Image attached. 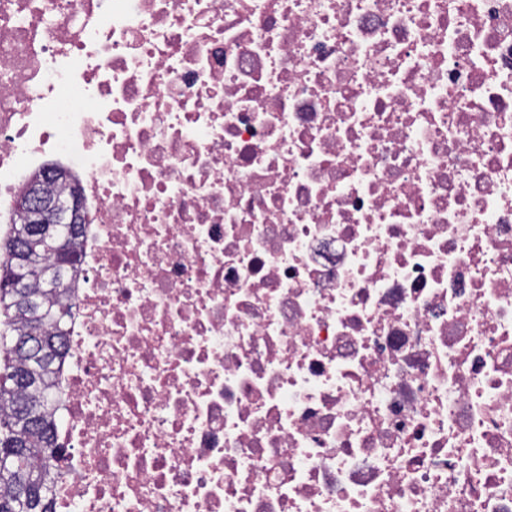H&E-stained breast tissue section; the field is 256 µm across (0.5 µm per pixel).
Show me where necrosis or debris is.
Masks as SVG:
<instances>
[{"label": "necrosis or debris", "mask_w": 512, "mask_h": 512, "mask_svg": "<svg viewBox=\"0 0 512 512\" xmlns=\"http://www.w3.org/2000/svg\"><path fill=\"white\" fill-rule=\"evenodd\" d=\"M51 159L54 512H512V0H0Z\"/></svg>", "instance_id": "4bbe7bcc"}]
</instances>
